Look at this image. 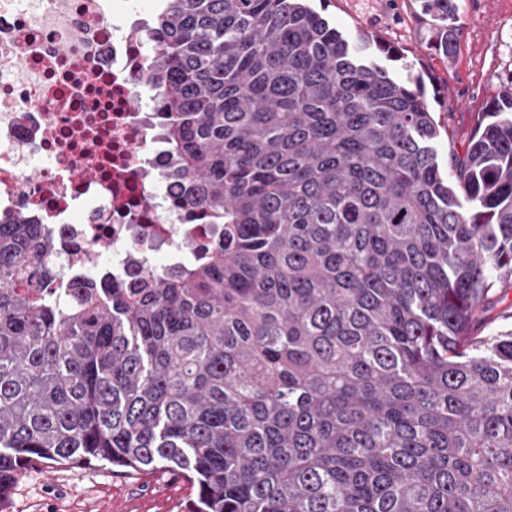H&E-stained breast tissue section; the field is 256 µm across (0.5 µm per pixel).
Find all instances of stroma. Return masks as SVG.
Segmentation results:
<instances>
[{"mask_svg": "<svg viewBox=\"0 0 512 512\" xmlns=\"http://www.w3.org/2000/svg\"><path fill=\"white\" fill-rule=\"evenodd\" d=\"M453 58L431 47L416 0H312L311 6L350 41L378 39L399 50L386 61L394 78L423 72L425 100L439 125L440 160L468 141L486 103L512 85V0H455ZM512 323V288H493L474 334ZM197 489L164 469L118 473L110 464L35 460L17 473L0 512H187Z\"/></svg>", "mask_w": 512, "mask_h": 512, "instance_id": "1", "label": "stroma"}]
</instances>
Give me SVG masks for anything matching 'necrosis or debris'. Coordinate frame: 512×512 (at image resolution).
Segmentation results:
<instances>
[{
  "mask_svg": "<svg viewBox=\"0 0 512 512\" xmlns=\"http://www.w3.org/2000/svg\"><path fill=\"white\" fill-rule=\"evenodd\" d=\"M143 0H0V218L56 245V285L174 267L208 224L181 193L144 110Z\"/></svg>",
  "mask_w": 512,
  "mask_h": 512,
  "instance_id": "4bbe7bcc",
  "label": "necrosis or debris"
}]
</instances>
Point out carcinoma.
Returning a JSON list of instances; mask_svg holds the SVG:
<instances>
[{
    "label": "carcinoma",
    "mask_w": 512,
    "mask_h": 512,
    "mask_svg": "<svg viewBox=\"0 0 512 512\" xmlns=\"http://www.w3.org/2000/svg\"><path fill=\"white\" fill-rule=\"evenodd\" d=\"M148 87L218 231L131 287L48 289L0 222V493L34 459L165 468L188 512H512V88L446 174L420 86L308 0H166ZM446 57L453 0H420ZM507 319L512 323V288L494 286L485 306L479 311L473 335L488 336Z\"/></svg>",
    "instance_id": "cac0c4a2"
}]
</instances>
